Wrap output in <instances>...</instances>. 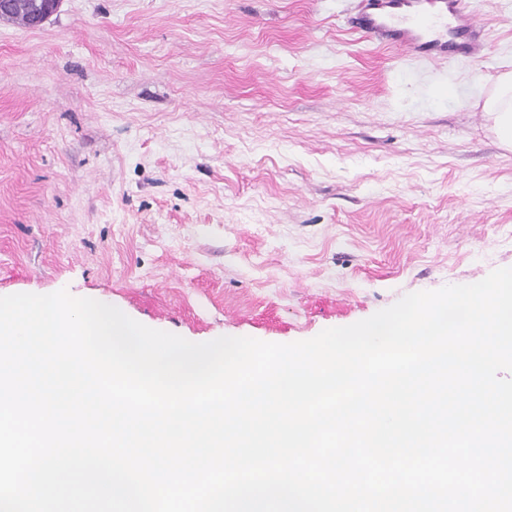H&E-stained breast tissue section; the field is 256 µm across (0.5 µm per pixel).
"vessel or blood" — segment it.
I'll list each match as a JSON object with an SVG mask.
<instances>
[{
	"mask_svg": "<svg viewBox=\"0 0 512 512\" xmlns=\"http://www.w3.org/2000/svg\"><path fill=\"white\" fill-rule=\"evenodd\" d=\"M356 27L368 37L429 60L485 58L488 41L473 0H356Z\"/></svg>",
	"mask_w": 512,
	"mask_h": 512,
	"instance_id": "b4317fda",
	"label": "vessel or blood"
}]
</instances>
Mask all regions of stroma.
<instances>
[{
    "label": "stroma",
    "instance_id": "35a3bbf8",
    "mask_svg": "<svg viewBox=\"0 0 512 512\" xmlns=\"http://www.w3.org/2000/svg\"><path fill=\"white\" fill-rule=\"evenodd\" d=\"M353 0H62L0 20V296L101 298L193 343H291L512 267L489 51L411 60Z\"/></svg>",
    "mask_w": 512,
    "mask_h": 512
}]
</instances>
